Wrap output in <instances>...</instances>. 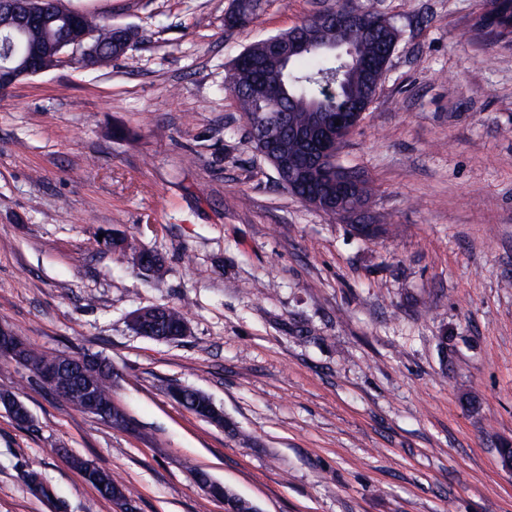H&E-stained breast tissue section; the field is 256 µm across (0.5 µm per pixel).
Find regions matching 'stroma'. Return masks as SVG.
I'll use <instances>...</instances> for the list:
<instances>
[{
  "instance_id": "obj_1",
  "label": "stroma",
  "mask_w": 512,
  "mask_h": 512,
  "mask_svg": "<svg viewBox=\"0 0 512 512\" xmlns=\"http://www.w3.org/2000/svg\"><path fill=\"white\" fill-rule=\"evenodd\" d=\"M136 29L126 58L0 96V326L35 349L107 357L116 427L0 361V512H512V39L459 37L481 0L375 4L400 31L338 160L372 179L365 239L282 188L222 91L249 45L337 0H73ZM162 254L157 276L99 236ZM168 304L188 325H129ZM177 383L224 411L171 400ZM68 462L72 467L81 470L84 473L86 479L96 487L98 486V484H104L107 490V494L102 495L112 500V502L116 505L118 512L133 511V505L129 501L130 498L127 496L124 487L113 478L111 479L108 473L96 469L94 467L93 470L84 469L82 463H84L85 461L79 457L72 456L71 459L68 460ZM112 489L113 491L118 490L120 495H122L123 497L120 496L118 493H115L112 496ZM126 498L129 500H127Z\"/></svg>"
}]
</instances>
